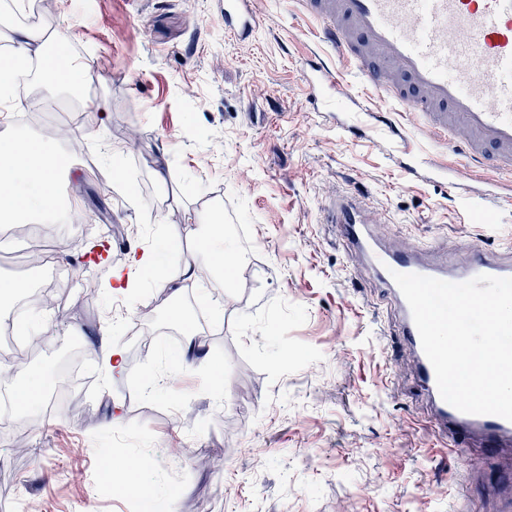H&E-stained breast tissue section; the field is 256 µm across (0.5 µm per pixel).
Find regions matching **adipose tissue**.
<instances>
[{"mask_svg": "<svg viewBox=\"0 0 512 512\" xmlns=\"http://www.w3.org/2000/svg\"><path fill=\"white\" fill-rule=\"evenodd\" d=\"M61 37L46 29L4 23L0 25V45L14 49L13 59L0 60V98H7L12 85L27 79V62L36 58L42 67L40 83L49 88L84 87L100 77L92 61L57 58L54 49ZM60 151L56 144L25 135L0 137V223L30 224L59 215L63 201L59 193ZM206 230L204 256L187 258L181 276L198 282L208 271L230 268L241 255L224 233L223 216L206 208L188 213L183 233L191 237Z\"/></svg>", "mask_w": 512, "mask_h": 512, "instance_id": "1", "label": "adipose tissue"}]
</instances>
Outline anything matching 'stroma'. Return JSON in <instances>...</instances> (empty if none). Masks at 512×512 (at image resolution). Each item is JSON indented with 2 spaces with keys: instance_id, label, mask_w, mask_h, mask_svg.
<instances>
[{
  "instance_id": "stroma-1",
  "label": "stroma",
  "mask_w": 512,
  "mask_h": 512,
  "mask_svg": "<svg viewBox=\"0 0 512 512\" xmlns=\"http://www.w3.org/2000/svg\"><path fill=\"white\" fill-rule=\"evenodd\" d=\"M266 21L250 47L224 32L222 0H65L49 24L77 59L103 76L80 94L28 80L0 117V133L51 138L55 123L93 132L86 162L62 185L81 230L50 227L67 256L44 248L65 270L66 300L36 304L45 345L30 364L60 381L77 338L82 356L59 412L38 400L0 426V512L35 496L42 512H131L112 488L107 451L155 460L144 480L148 512H500L512 496V450L452 451L436 440L412 396L413 368L366 260L322 216L339 193L365 198L385 239L464 259L473 239L512 242V194L497 189L492 227L480 197L460 193L451 171L464 160L409 138L405 161L431 156L442 170L411 180L388 148L352 135L342 112L308 101L305 61H336L314 34L301 0H262ZM48 109L28 122L27 95ZM167 158L170 176L151 169ZM143 194L110 181L114 163ZM222 210L242 255L230 275L199 294L179 270L195 239L168 243L184 214ZM126 254L159 251V268H123L143 292L114 288L112 260L85 262L103 241ZM208 335V361L182 365L173 338ZM122 370L107 372L112 346ZM221 367L224 391H211ZM170 387L147 390L157 375ZM223 458L204 468L197 457Z\"/></svg>"
}]
</instances>
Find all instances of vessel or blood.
I'll return each mask as SVG.
<instances>
[{
  "label": "vessel or blood",
  "mask_w": 512,
  "mask_h": 512,
  "mask_svg": "<svg viewBox=\"0 0 512 512\" xmlns=\"http://www.w3.org/2000/svg\"><path fill=\"white\" fill-rule=\"evenodd\" d=\"M340 63L332 70L313 64L306 81L314 99L344 87L353 73L382 97V111L400 108L419 133L438 139L449 152H463L468 175L481 167L512 185V0H302ZM264 24L256 0H224V31L249 45ZM373 213L351 195L333 198L327 223L366 257L414 361L413 387L431 415L442 443L451 448L512 445V421L474 415L446 403L421 345L410 307L394 273L449 282L479 275L512 277V243L492 249L473 243L467 260L448 265L423 259L409 242L382 244L371 229Z\"/></svg>",
  "instance_id": "1"
}]
</instances>
